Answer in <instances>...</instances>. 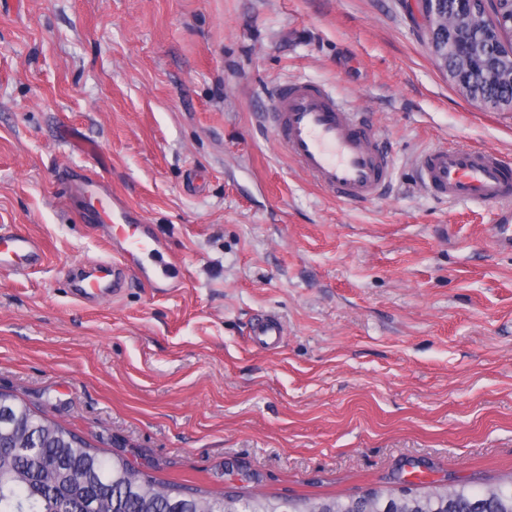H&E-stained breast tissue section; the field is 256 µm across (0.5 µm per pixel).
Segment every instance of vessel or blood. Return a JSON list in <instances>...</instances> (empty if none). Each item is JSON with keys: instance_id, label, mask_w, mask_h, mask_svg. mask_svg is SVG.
Here are the masks:
<instances>
[{"instance_id": "obj_1", "label": "vessel or blood", "mask_w": 512, "mask_h": 512, "mask_svg": "<svg viewBox=\"0 0 512 512\" xmlns=\"http://www.w3.org/2000/svg\"><path fill=\"white\" fill-rule=\"evenodd\" d=\"M266 122L275 139L303 173L330 197L347 203L381 199L390 184L392 159L377 130L347 109L323 87L308 81L280 85ZM423 187L434 197L491 207L496 212L491 239L512 251V168L485 147L437 148L417 160ZM87 200L91 219L110 224L112 261L91 268L74 286L76 296L93 299L122 288L130 273L166 292L167 270L154 265L166 254L165 242L140 216L104 192L98 182L72 174ZM42 241L0 226V270L23 274L43 265Z\"/></svg>"}]
</instances>
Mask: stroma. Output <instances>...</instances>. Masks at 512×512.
I'll return each instance as SVG.
<instances>
[{"instance_id": "1", "label": "stroma", "mask_w": 512, "mask_h": 512, "mask_svg": "<svg viewBox=\"0 0 512 512\" xmlns=\"http://www.w3.org/2000/svg\"><path fill=\"white\" fill-rule=\"evenodd\" d=\"M404 0H21L0 5V225L44 265L0 272V391L164 480L345 497L512 476V252L493 209L418 184L434 147L512 164ZM366 113L389 196L319 190L264 121L277 85ZM94 143L87 155L63 133ZM98 175L174 252L173 288L82 301L113 258L69 171ZM284 335L262 345L266 317Z\"/></svg>"}]
</instances>
